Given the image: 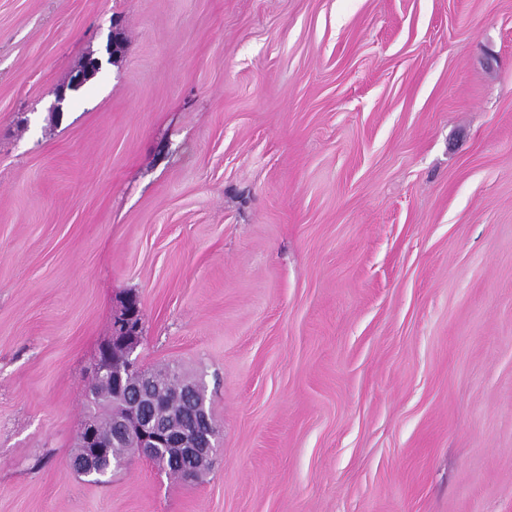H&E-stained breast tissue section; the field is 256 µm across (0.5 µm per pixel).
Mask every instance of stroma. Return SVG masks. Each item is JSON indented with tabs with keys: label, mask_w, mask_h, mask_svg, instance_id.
Instances as JSON below:
<instances>
[{
	"label": "stroma",
	"mask_w": 512,
	"mask_h": 512,
	"mask_svg": "<svg viewBox=\"0 0 512 512\" xmlns=\"http://www.w3.org/2000/svg\"><path fill=\"white\" fill-rule=\"evenodd\" d=\"M128 294L200 481L70 466ZM0 512H512V0H0ZM99 64V59H89L85 68L74 73L67 85L58 86L51 91V94L54 96V101L50 110L55 114V116L60 118L63 114V103L67 98V91L83 82ZM151 374L153 376L155 386L159 393L162 395L163 399L175 398L176 386L179 379L186 381H201L197 379H189L184 376L177 368L169 366L151 371Z\"/></svg>",
	"instance_id": "stroma-1"
}]
</instances>
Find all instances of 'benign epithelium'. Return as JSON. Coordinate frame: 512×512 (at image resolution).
<instances>
[{
  "label": "benign epithelium",
  "instance_id": "obj_1",
  "mask_svg": "<svg viewBox=\"0 0 512 512\" xmlns=\"http://www.w3.org/2000/svg\"><path fill=\"white\" fill-rule=\"evenodd\" d=\"M100 64L98 59H89L84 69L73 74L70 82L51 91L54 101L51 112L60 117L67 91L77 86ZM112 343L121 346L126 352V359L118 364L109 365L104 358H99L96 373L112 378L116 397L121 406L114 420L116 437H128L133 440L131 455L154 459L160 449H165L172 458L187 464L188 478L196 480L206 473L218 451V430L207 413L204 386L197 382L183 388L179 414L188 423H196L199 428L174 431L168 422L149 415L153 408L151 386L139 365L133 358L140 339L141 310L138 299L127 296L114 317ZM81 446L84 453L73 460V468L86 473L100 470L98 455L101 453L98 443L97 427L93 420L85 421L80 428Z\"/></svg>",
  "mask_w": 512,
  "mask_h": 512
}]
</instances>
